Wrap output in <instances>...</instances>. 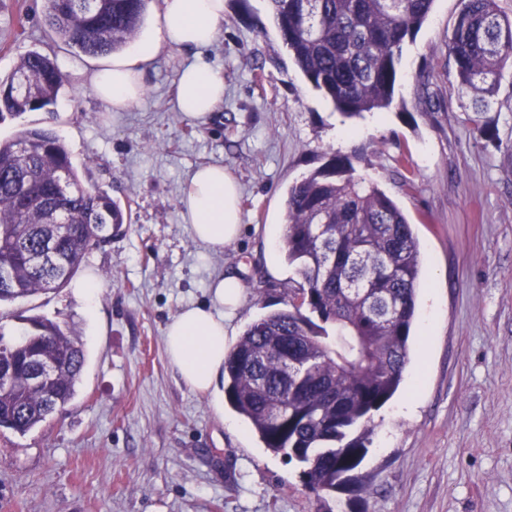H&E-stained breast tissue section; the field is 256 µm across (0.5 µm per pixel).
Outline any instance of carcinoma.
Segmentation results:
<instances>
[{
	"label": "carcinoma",
	"instance_id": "1",
	"mask_svg": "<svg viewBox=\"0 0 512 512\" xmlns=\"http://www.w3.org/2000/svg\"><path fill=\"white\" fill-rule=\"evenodd\" d=\"M280 39L306 80L346 118L386 110L394 100L404 45L434 0H267ZM448 38L457 91L471 92L472 119L493 104L512 61V18L497 0H461ZM146 0H44L45 24L75 54L108 56L135 39ZM67 75L38 51L0 78V118L50 111ZM73 195L64 213L50 203L59 179ZM283 254L301 281L284 307L249 323L224 355L227 403L264 447L302 467L315 493L359 492L375 412L404 379L420 277V243L398 204L331 155L288 189ZM125 224L105 191L86 190L53 131L26 126L0 140V303L67 285L93 248ZM56 244L57 267L36 258ZM17 342L0 332L14 379L0 386V428L25 434L70 403L85 362L78 340L49 319ZM36 354L54 376L30 383Z\"/></svg>",
	"mask_w": 512,
	"mask_h": 512
}]
</instances>
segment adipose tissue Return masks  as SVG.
Listing matches in <instances>:
<instances>
[{"instance_id": "adipose-tissue-1", "label": "adipose tissue", "mask_w": 512, "mask_h": 512, "mask_svg": "<svg viewBox=\"0 0 512 512\" xmlns=\"http://www.w3.org/2000/svg\"><path fill=\"white\" fill-rule=\"evenodd\" d=\"M148 10L153 33L134 51L115 55L93 71V93L111 111H127L143 95L146 72L156 57L174 49L192 51L195 59L179 73L175 105L185 119L205 120L224 99L219 69L201 57L219 36L224 0H152ZM181 204L185 223L206 249L221 250L237 238L239 190L223 165L197 167L186 183ZM242 291L237 276L217 275L210 284L209 303L183 308L165 326L167 359L193 391L209 393L224 370V320L240 304Z\"/></svg>"}]
</instances>
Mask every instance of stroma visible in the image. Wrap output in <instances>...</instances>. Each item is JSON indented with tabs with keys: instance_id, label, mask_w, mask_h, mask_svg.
I'll return each mask as SVG.
<instances>
[{
	"instance_id": "1",
	"label": "stroma",
	"mask_w": 512,
	"mask_h": 512,
	"mask_svg": "<svg viewBox=\"0 0 512 512\" xmlns=\"http://www.w3.org/2000/svg\"><path fill=\"white\" fill-rule=\"evenodd\" d=\"M461 0H435L406 44L391 108L344 119L295 66L266 0H224V25L203 57L224 78L206 122L185 119L174 93L188 53L157 58L146 92L112 112L86 83L98 59L74 54L43 23L42 0H0V76L36 50L67 66L52 111L0 117L55 131L87 189L117 201L127 223L89 253L77 278L109 272L94 310L71 287L0 304V329L58 322L86 355L75 398L34 430L0 429V512H512V65L484 115L454 88L448 34ZM407 214L421 272L410 361L375 415L360 493L314 495L300 467L266 450L221 390L192 391L168 364L164 329L207 285L244 288L227 329L235 344L298 276L281 238L290 185L325 155ZM224 165L240 190L241 233L213 253L185 224L180 198L198 166ZM413 188H406L405 177ZM415 404H400L407 395Z\"/></svg>"
}]
</instances>
